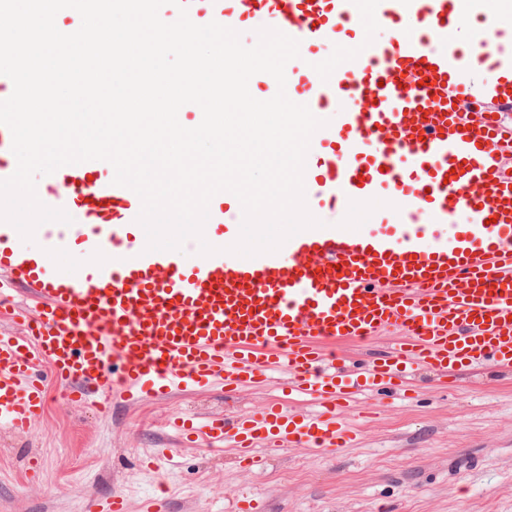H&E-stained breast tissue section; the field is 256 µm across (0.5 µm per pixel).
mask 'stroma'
I'll return each mask as SVG.
<instances>
[{
	"instance_id": "1",
	"label": "stroma",
	"mask_w": 512,
	"mask_h": 512,
	"mask_svg": "<svg viewBox=\"0 0 512 512\" xmlns=\"http://www.w3.org/2000/svg\"><path fill=\"white\" fill-rule=\"evenodd\" d=\"M411 402L372 397L374 419L338 454L292 448L268 452L263 470L243 472L231 451L192 448L175 466L140 469V456L168 448L174 412L234 415L279 395L277 382L225 396L214 389L141 403L70 405L51 385L46 412L28 435L0 428V512H86L90 500L125 495L143 512L158 482L163 512H226L242 493L266 512H512V371H462L452 391L417 374Z\"/></svg>"
}]
</instances>
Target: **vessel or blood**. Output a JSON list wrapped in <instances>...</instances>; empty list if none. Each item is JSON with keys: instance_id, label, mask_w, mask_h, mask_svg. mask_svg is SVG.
Returning a JSON list of instances; mask_svg holds the SVG:
<instances>
[{"instance_id": "1", "label": "vessel or blood", "mask_w": 512, "mask_h": 512, "mask_svg": "<svg viewBox=\"0 0 512 512\" xmlns=\"http://www.w3.org/2000/svg\"><path fill=\"white\" fill-rule=\"evenodd\" d=\"M192 22L215 21L255 36L270 26L299 40L286 93L327 125L306 158L307 197L344 206L278 252L226 253L243 217L236 197L209 204L204 236L218 254L146 251L139 196L114 185L105 161L65 165L36 191L83 233L51 241L75 254L51 261L0 222V306L26 289L24 329L0 336V427L28 433L46 408V383L67 384L77 407L99 393L130 403L181 391L287 375L290 393L316 401L298 412L266 403L226 420L169 418L178 448H160L151 467L179 447L231 445L244 470L285 446L338 452L358 439L348 419L359 397H410L420 369L442 375L493 365L512 369V176L502 170L512 128V54L492 60L477 84L458 37V0H183ZM390 27L378 41L369 26ZM339 43L347 63H325ZM0 125V180L17 161ZM390 206L375 212L376 202ZM468 220L456 222L459 212ZM450 238L425 243L415 224ZM391 335L380 359L350 371L332 346Z\"/></svg>"}]
</instances>
